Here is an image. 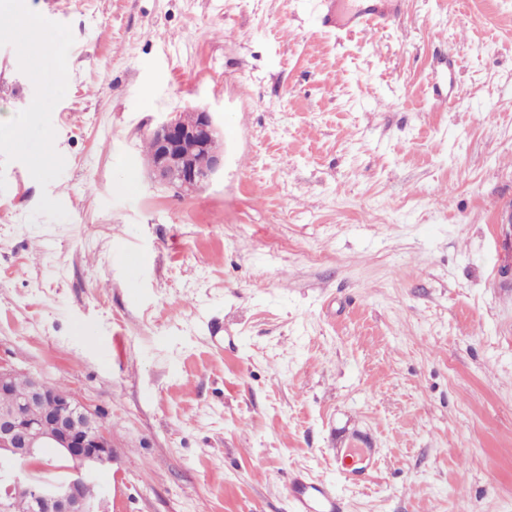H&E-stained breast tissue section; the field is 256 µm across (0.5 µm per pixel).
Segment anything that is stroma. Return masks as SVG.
<instances>
[{"label": "stroma", "instance_id": "stroma-1", "mask_svg": "<svg viewBox=\"0 0 512 512\" xmlns=\"http://www.w3.org/2000/svg\"><path fill=\"white\" fill-rule=\"evenodd\" d=\"M0 362L104 414L109 512H512V0H405L369 35L317 0H0ZM461 62L435 103L436 62ZM223 127L176 195L144 142ZM136 186L125 190V176ZM49 18L39 15L27 16L20 26L13 20L1 21L0 33H23V52L21 59L33 71L35 79L53 81V76L60 70V60L55 56L56 45L64 40L60 32L52 30ZM47 62V65L36 66L34 62ZM52 66V67H51ZM197 119L187 123L180 113H171L150 131L156 149L147 162L156 181L168 187L186 179L208 184L224 167L223 154L210 150V142L222 133L211 112L196 110ZM191 181L177 185L181 192L193 191L200 186ZM295 512H344L341 496L329 484L301 473L289 482Z\"/></svg>", "mask_w": 512, "mask_h": 512}]
</instances>
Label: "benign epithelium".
<instances>
[{
  "label": "benign epithelium",
  "mask_w": 512,
  "mask_h": 512,
  "mask_svg": "<svg viewBox=\"0 0 512 512\" xmlns=\"http://www.w3.org/2000/svg\"><path fill=\"white\" fill-rule=\"evenodd\" d=\"M156 149L148 162L156 181L173 187L186 179L203 186L224 167V156L210 150L221 136L212 113L197 111L187 123L177 112L150 131ZM25 398L53 403L47 421H29L16 405L0 412V512H12L16 498L28 499L34 512H106V500L90 501L85 486L112 466V433L105 419L70 392L49 386L30 375ZM56 449L62 476L56 480L32 476L31 468L44 466L42 449Z\"/></svg>",
  "instance_id": "obj_1"
}]
</instances>
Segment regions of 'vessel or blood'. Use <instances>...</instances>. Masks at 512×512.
Segmentation results:
<instances>
[{"label": "vessel or blood", "instance_id": "1", "mask_svg": "<svg viewBox=\"0 0 512 512\" xmlns=\"http://www.w3.org/2000/svg\"><path fill=\"white\" fill-rule=\"evenodd\" d=\"M404 0H320L323 26L364 34L386 27L402 13ZM295 512H343L341 496L329 484L303 474L289 482Z\"/></svg>", "mask_w": 512, "mask_h": 512}]
</instances>
